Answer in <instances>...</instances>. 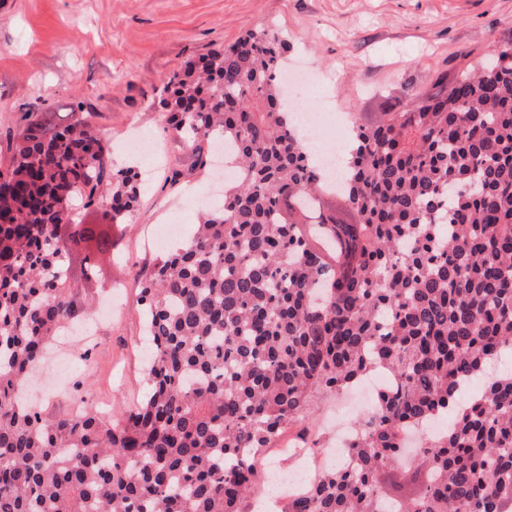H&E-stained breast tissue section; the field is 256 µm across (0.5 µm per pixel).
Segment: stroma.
<instances>
[{
  "label": "stroma",
  "instance_id": "35a3bbf8",
  "mask_svg": "<svg viewBox=\"0 0 512 512\" xmlns=\"http://www.w3.org/2000/svg\"><path fill=\"white\" fill-rule=\"evenodd\" d=\"M275 27L287 59L304 57L317 80L288 92L298 110L321 98L343 112L405 109L439 74L456 76L493 42L512 39V0H0V170L28 112L83 117L105 135L114 167L146 184L126 223L112 227V251L99 276L84 281L71 258L69 287L76 319L87 301L112 303L99 319L97 344L57 340L22 398L50 420L80 394L129 403L148 389L138 271L161 250L181 247L200 214L217 208L212 168L168 129L153 101L170 75L244 31ZM147 143L133 156L131 133ZM181 225L164 248L146 244L161 222ZM332 392L316 393L303 423L318 448L330 450L336 422Z\"/></svg>",
  "mask_w": 512,
  "mask_h": 512
}]
</instances>
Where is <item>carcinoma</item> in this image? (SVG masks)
<instances>
[{"mask_svg":"<svg viewBox=\"0 0 512 512\" xmlns=\"http://www.w3.org/2000/svg\"><path fill=\"white\" fill-rule=\"evenodd\" d=\"M286 42L251 29L169 77L154 103L195 143L219 129L235 176L222 208L141 273L153 357L142 401L54 421L19 392L76 312L70 251L97 275L112 250L69 201H110L124 223L132 169L112 167L82 118L27 119L0 172V512H241L255 459L302 421L318 390L381 364L398 385L358 419L351 469L330 467L288 512H512V41L471 72L442 75L406 110L351 136L342 191L321 175L277 82ZM483 377L479 402L424 444L427 479L386 496L379 475L409 467L400 432Z\"/></svg>","mask_w":512,"mask_h":512,"instance_id":"cac0c4a2","label":"carcinoma"}]
</instances>
